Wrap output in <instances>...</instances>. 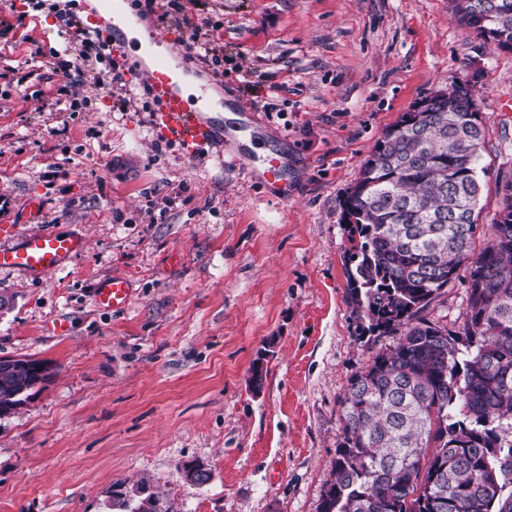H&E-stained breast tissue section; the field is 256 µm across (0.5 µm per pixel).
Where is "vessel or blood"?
I'll return each instance as SVG.
<instances>
[{
    "label": "vessel or blood",
    "instance_id": "vessel-or-blood-1",
    "mask_svg": "<svg viewBox=\"0 0 512 512\" xmlns=\"http://www.w3.org/2000/svg\"><path fill=\"white\" fill-rule=\"evenodd\" d=\"M96 12L100 18L97 26L101 36L107 37V45L116 50V64L128 70L129 63L120 50L124 47L130 28L139 27L136 19L125 20L123 25L112 26L107 18L115 7L114 0H96ZM153 42L169 44L170 52L154 58L151 65L142 67L140 87L152 104L149 115L151 132L159 143L177 146L190 158L205 154L211 157H233L245 173L257 179L268 191L287 196L290 191L288 164L275 148H267L263 154L245 152L238 139L248 135L251 142L261 144L263 119L260 113H240L235 122H227L207 91H200L197 99L186 98L181 91V76L171 65V57L187 54V47L170 42L168 33L161 28L150 32ZM84 249L82 236L41 231L28 235L9 248H0V267H11L40 275L63 269ZM132 296L129 280L115 275L102 281L95 293L99 308L112 311L126 309Z\"/></svg>",
    "mask_w": 512,
    "mask_h": 512
}]
</instances>
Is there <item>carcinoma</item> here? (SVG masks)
I'll use <instances>...</instances> for the list:
<instances>
[{
	"label": "carcinoma",
	"mask_w": 512,
	"mask_h": 512,
	"mask_svg": "<svg viewBox=\"0 0 512 512\" xmlns=\"http://www.w3.org/2000/svg\"><path fill=\"white\" fill-rule=\"evenodd\" d=\"M457 21L512 42V0H449ZM389 127L343 202L348 299L370 334L401 331L355 375L320 512H512V181L487 244L473 249L485 129L469 93L421 99ZM465 275H460V272ZM462 325L424 315L458 277ZM32 359L0 358V415L47 379ZM112 485V508L127 504Z\"/></svg>",
	"instance_id": "obj_1"
}]
</instances>
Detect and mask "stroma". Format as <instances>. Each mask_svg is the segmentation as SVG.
Returning <instances> with one entry per match:
<instances>
[{"instance_id": "stroma-1", "label": "stroma", "mask_w": 512, "mask_h": 512, "mask_svg": "<svg viewBox=\"0 0 512 512\" xmlns=\"http://www.w3.org/2000/svg\"><path fill=\"white\" fill-rule=\"evenodd\" d=\"M191 12L224 54L225 106L263 113L287 155L288 200L242 167L156 148L149 100L122 112L91 83L110 54L73 74L79 96L59 109L65 22L38 0H0V247L42 230L86 241L59 271L0 268L13 298L0 358L49 373L0 416V512H111L113 483L142 478L169 512H320L340 401L396 341L352 312L343 200L403 112L472 76L488 169L477 246L490 238L512 180V50L459 25L448 0H195ZM115 274L131 302L99 310L94 289ZM466 306L458 279L426 315L456 328ZM190 460L207 483L182 479Z\"/></svg>"}]
</instances>
